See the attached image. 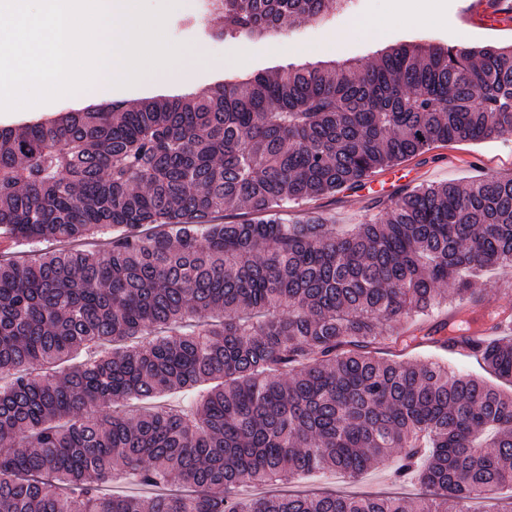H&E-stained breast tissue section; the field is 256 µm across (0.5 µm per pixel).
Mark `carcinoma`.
<instances>
[{
    "mask_svg": "<svg viewBox=\"0 0 512 512\" xmlns=\"http://www.w3.org/2000/svg\"><path fill=\"white\" fill-rule=\"evenodd\" d=\"M348 5L204 9L234 38ZM505 134L512 45L401 44L364 68L288 66L1 127L0 512H468L512 487V393L406 358L468 343L477 282L512 269V174L421 185L349 228L282 218L436 144ZM239 206L257 219L219 221ZM446 307L434 330H400ZM489 320L502 333L468 352L512 381V307ZM91 344L108 351L72 364ZM192 389L188 413L152 405ZM393 455L395 480L429 496L236 497ZM114 479L154 493L103 492Z\"/></svg>",
    "mask_w": 512,
    "mask_h": 512,
    "instance_id": "obj_1",
    "label": "carcinoma"
}]
</instances>
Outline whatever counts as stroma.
Wrapping results in <instances>:
<instances>
[{"label": "stroma", "mask_w": 512, "mask_h": 512, "mask_svg": "<svg viewBox=\"0 0 512 512\" xmlns=\"http://www.w3.org/2000/svg\"><path fill=\"white\" fill-rule=\"evenodd\" d=\"M394 3L395 0H353L351 13L337 14L320 21L302 19L292 29L281 32L282 47L276 52L271 51V41L267 38L241 40L203 35L199 28L182 25V12L178 9L169 15L165 31L171 41L189 45L191 50L202 54L190 86L194 92L218 81L238 79L256 72H272L290 64L326 65L343 59L369 64L390 47L405 42L445 47L462 42L469 46L512 44V15L491 16L487 28L480 29L465 21V0H436L432 23L409 17L397 22L393 19ZM339 31L347 32L348 38L338 48L332 39ZM241 45L249 49L247 66L238 69L225 65V58ZM93 94V89L89 88L65 99L40 104L31 112H0V126L18 127L39 118L83 108L91 103ZM391 173L399 177L394 188L398 194L419 185L465 182L485 174H512V135L481 143L439 145L402 162L394 171H377L374 178L381 181ZM390 203V197L375 195L361 188L343 190L289 204L287 219L293 222L303 213L312 211L330 218L335 224H364L379 217ZM291 488L295 491L386 492L410 499L422 491L415 482H393L388 466L383 464L374 465L352 483L344 481L338 474L326 473L292 483Z\"/></svg>", "instance_id": "obj_1"}]
</instances>
